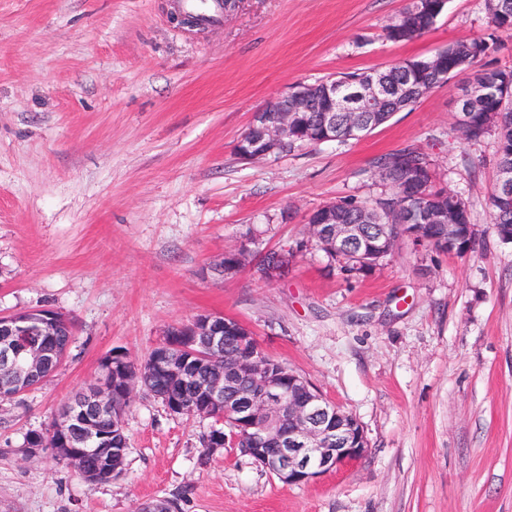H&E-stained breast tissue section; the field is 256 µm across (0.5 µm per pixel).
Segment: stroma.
I'll use <instances>...</instances> for the list:
<instances>
[{
	"instance_id": "1",
	"label": "stroma",
	"mask_w": 512,
	"mask_h": 512,
	"mask_svg": "<svg viewBox=\"0 0 512 512\" xmlns=\"http://www.w3.org/2000/svg\"><path fill=\"white\" fill-rule=\"evenodd\" d=\"M176 0H0V315L71 319L68 358L0 403V512H512V242L491 229L497 136L464 140L461 78L367 136L245 161L255 112L299 83L427 59L484 35V0H448L394 43L410 0H240L221 24L180 26ZM413 144L474 224L459 256L400 243L368 276L306 241L324 205L385 192L372 160ZM250 262L218 271L226 250ZM295 250L264 280L253 262ZM233 318L354 416L367 453L287 485L224 447L206 418L141 394L119 477L92 483L26 437L110 351L143 361L166 329Z\"/></svg>"
}]
</instances>
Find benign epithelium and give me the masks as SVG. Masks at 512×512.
<instances>
[{
    "label": "benign epithelium",
    "instance_id": "benign-epithelium-1",
    "mask_svg": "<svg viewBox=\"0 0 512 512\" xmlns=\"http://www.w3.org/2000/svg\"><path fill=\"white\" fill-rule=\"evenodd\" d=\"M446 0H411L410 7L400 16L399 30L407 33L426 19L434 25L444 11ZM419 69L433 73L442 80H448L450 70L446 67L444 55L437 53ZM390 89V80L380 70L368 72L363 85L347 94L334 82H314L299 84L270 101L254 114L247 132V147L239 153L244 160H255L273 155L280 145L288 142L291 131L300 125V113L308 110L310 102L322 100L319 126L328 138H336L339 130L336 114L350 111V103L364 101L371 111L378 112ZM495 94L512 98V83L489 85L480 78H472L458 100L457 124L465 127L469 120L468 103L478 97ZM432 166L415 168L399 182L400 193L396 211L399 223L415 226L414 235H420L423 228L432 225L442 231L441 239L448 242L453 252L459 251L460 236L458 217L448 209L446 197L433 200L417 189V185L431 175ZM497 199L500 206L512 209V169L502 168L498 181ZM311 237H324L331 248H345L365 240L363 225L349 224L336 217V208L325 205L312 212L307 220ZM282 269L281 253L269 252L258 265V273L264 278H275ZM49 314L27 318L16 313L7 319V329L12 336H50ZM240 323L222 315L210 314L199 322L189 325L188 344L181 346L190 350L196 346L201 350H211L224 342L228 333ZM161 352L155 356L151 367L165 371L183 382H189L184 372L176 366L170 356L172 345L163 341L157 345ZM258 374L255 388L258 394L248 401L229 393L236 380L243 375L242 365L224 362V369L201 388L209 404L224 407V422L234 426L248 424L259 432L267 431L271 420H276L274 440L279 447L248 448L247 456L259 463L287 485L309 484L322 475L335 470L342 463L361 457L366 452V442L362 427L357 420L339 407L329 402H321L310 392L308 380L297 376L287 381L284 376L270 366L255 360L249 364ZM126 379L121 371H105L96 379L97 391L79 396L83 404L92 403L103 410L115 399L116 388L125 386ZM57 442L69 450L71 461L80 464L85 449L73 445V437L67 429L58 433ZM105 467L99 472V479L108 482L119 472L125 449L104 448Z\"/></svg>",
    "mask_w": 512,
    "mask_h": 512
}]
</instances>
